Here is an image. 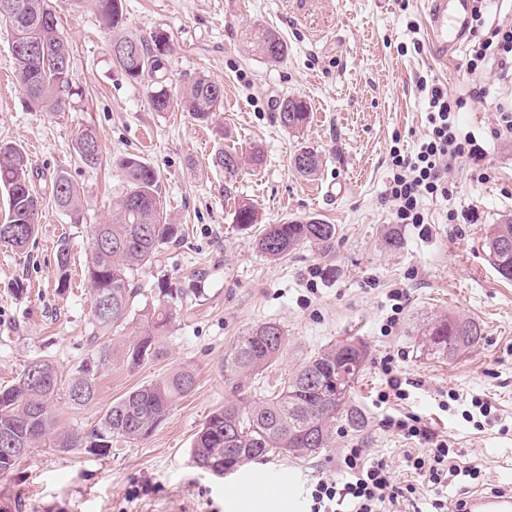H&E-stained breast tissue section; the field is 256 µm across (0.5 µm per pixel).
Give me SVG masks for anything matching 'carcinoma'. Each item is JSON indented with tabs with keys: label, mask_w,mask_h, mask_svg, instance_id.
Masks as SVG:
<instances>
[{
	"label": "carcinoma",
	"mask_w": 512,
	"mask_h": 512,
	"mask_svg": "<svg viewBox=\"0 0 512 512\" xmlns=\"http://www.w3.org/2000/svg\"><path fill=\"white\" fill-rule=\"evenodd\" d=\"M79 11L91 8L107 35V49L123 46L124 56H112L113 65L129 78L147 77L155 86L150 104L156 112L183 107L202 123L224 108V88L205 76H198L172 92L168 89L167 60L173 52L169 36L154 32L130 35L122 0H72ZM5 25L8 43L25 38L23 50L12 51L17 68L15 78L28 100L48 112H64L70 105L74 81L70 68L68 39L59 25L49 0H0V25ZM253 51L263 59L280 63L288 56L287 43L273 31L264 30L251 39ZM280 125L291 133L305 127L309 112L306 102L296 97L277 101ZM75 151L80 161L94 169L102 164V148L95 128L86 126L76 136ZM294 169L304 177L317 174L322 165L318 152L298 149L291 158ZM213 167L232 181L242 165V157L222 149L212 157ZM127 192L115 204L112 219L100 224L90 238L91 258L87 280L92 292V353L78 366L67 383H62L52 362L36 358L15 383L0 390V483L11 478L24 459L9 448H33L46 438L53 451L66 453L85 448L96 456L112 450V441H138L148 437L170 411L174 402L189 395L195 375L178 369L160 380L144 384L112 403L89 431L61 432L55 429L50 403L66 389L69 405L77 410L94 403L96 374L100 366L119 358L135 368L159 354L157 338L170 321L169 303L135 307L137 288L134 271L152 262L158 246L179 236V227L164 218L153 167L132 155L118 163ZM0 192L6 196L8 217L0 229L10 228V236L0 237L22 253L39 224L38 199L32 188V171L26 151L19 145L0 144ZM53 197L71 220L81 222L83 201L69 174L61 170L53 179ZM337 225L316 218L292 219L267 224L258 237V248L276 261L292 251L310 247L322 254L331 252ZM502 240L512 242V219L492 224L483 247L500 276L512 280V253L498 249ZM403 245L396 225L388 227L381 239L383 249L393 252ZM57 288L68 285L70 245L61 241L56 250ZM136 315L139 335L118 347L102 340L112 329ZM436 353L453 358L482 339L480 326L456 316L440 317L422 332ZM288 345L281 326L265 322L250 328L224 355V384L233 398L215 410L195 434L190 456L206 471L224 475L274 454L308 458L335 443L337 424L360 431L366 426L363 413L351 404L354 385L363 370L368 349L352 337L336 342L308 359L279 391L267 396L251 393L249 380L274 367Z\"/></svg>",
	"instance_id": "1"
}]
</instances>
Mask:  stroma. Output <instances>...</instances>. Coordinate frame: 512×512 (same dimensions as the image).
<instances>
[{"label": "stroma", "instance_id": "obj_1", "mask_svg": "<svg viewBox=\"0 0 512 512\" xmlns=\"http://www.w3.org/2000/svg\"><path fill=\"white\" fill-rule=\"evenodd\" d=\"M51 2L69 39L82 96L67 111L39 112L11 82L0 98V141L27 152L40 196L39 228L26 252L0 243V389L35 358L50 359L64 379L87 358L88 244L95 225L111 217L126 192L116 164L128 155L155 169L167 218L182 227L181 238L160 245L154 262L133 276L140 304L156 305L167 291L174 315L157 358L135 369L118 361L102 366L95 402L74 410L58 396L56 425L89 430L113 402L175 369H190L196 384L147 438L113 443L108 457L81 448L57 453L38 442L0 484V507L19 499L23 512H224L233 477L194 467L189 448L230 397L221 371L225 353L250 328L269 321L283 328L288 346L254 391L279 385L305 358L354 337L369 351L353 393L367 428L337 434L334 448L315 458L281 454L252 464L271 484L289 478L295 487L292 502H271L258 512H309L307 484L337 477L344 448L385 459L397 484H404V456L414 443L383 426L395 409L447 436L461 452L460 465H479L491 487L512 488V281L482 249L489 225L512 217V137L489 133L497 107L512 106V77L488 66L480 76L488 97L471 99L464 68L480 48L478 36L439 56L427 0H123L130 32L169 36L173 84L201 74L223 86L224 110L209 127L178 109L154 111L146 83L112 64L96 16L74 12L71 0ZM261 28L287 42L283 62L251 52L249 37ZM422 75L467 97L459 123L481 135L487 179L472 181L468 162H457L448 175L452 198L423 201L429 234L403 225L401 249L387 253L379 239L393 222L386 197L390 149L412 150L426 131L427 103L416 85ZM285 95L301 98L310 111L307 126L294 135L277 119L275 103ZM87 125L97 130L103 150L94 170L73 150ZM302 146L322 157L315 177L291 165ZM220 148L246 156L259 149L263 162L245 164L229 183L211 162ZM61 170L80 190L82 223H72L53 202L51 182ZM332 187L339 196L328 197ZM239 202L256 212L251 227L233 220ZM451 211L456 221H448ZM306 217L337 225L330 255L305 247L273 262L257 248L263 225ZM63 238L71 244V265L70 286L61 294L56 245ZM396 288L405 293L403 309L385 336L381 327ZM450 313L483 331L478 344L452 359L420 340L427 323ZM389 358L407 397L383 404L377 395ZM451 393L456 402L442 408ZM475 395L492 400L495 417H466Z\"/></svg>", "mask_w": 512, "mask_h": 512}]
</instances>
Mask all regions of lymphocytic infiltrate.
Segmentation results:
<instances>
[{"instance_id": "f902f5d3", "label": "lymphocytic infiltrate", "mask_w": 512, "mask_h": 512, "mask_svg": "<svg viewBox=\"0 0 512 512\" xmlns=\"http://www.w3.org/2000/svg\"><path fill=\"white\" fill-rule=\"evenodd\" d=\"M492 60L501 68L512 70V23L498 25L486 33L480 52L468 60L466 71L477 74ZM419 87L427 99L428 129L412 151L405 153L396 148L390 152L392 174L386 193L398 224H425L421 201L428 196H450L448 172L457 159L470 161L473 180L487 178L483 145L457 122L464 99L449 95L446 87L424 79ZM387 426L404 438L424 444L423 451L406 457L410 473L407 484L396 485L385 460L370 457L362 448H346L337 460L340 479L322 478L309 484L310 512H382L385 503L416 496L423 486L435 494L433 512H444L441 493L449 479L461 483L481 480L478 466H455L457 449L448 440L438 438L419 418L397 415L388 419Z\"/></svg>"}]
</instances>
